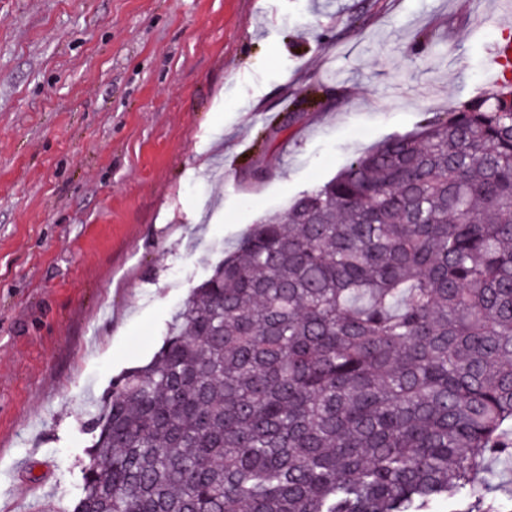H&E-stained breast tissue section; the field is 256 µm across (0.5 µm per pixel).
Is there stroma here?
I'll return each mask as SVG.
<instances>
[{
	"label": "stroma",
	"mask_w": 512,
	"mask_h": 512,
	"mask_svg": "<svg viewBox=\"0 0 512 512\" xmlns=\"http://www.w3.org/2000/svg\"><path fill=\"white\" fill-rule=\"evenodd\" d=\"M362 3L0 0V512H69L95 405L242 233L491 92L512 0Z\"/></svg>",
	"instance_id": "stroma-1"
}]
</instances>
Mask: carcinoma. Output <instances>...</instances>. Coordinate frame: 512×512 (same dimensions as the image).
Masks as SVG:
<instances>
[{
  "label": "carcinoma",
  "instance_id": "carcinoma-1",
  "mask_svg": "<svg viewBox=\"0 0 512 512\" xmlns=\"http://www.w3.org/2000/svg\"><path fill=\"white\" fill-rule=\"evenodd\" d=\"M96 425L71 512H506L512 64L246 231Z\"/></svg>",
  "mask_w": 512,
  "mask_h": 512
}]
</instances>
